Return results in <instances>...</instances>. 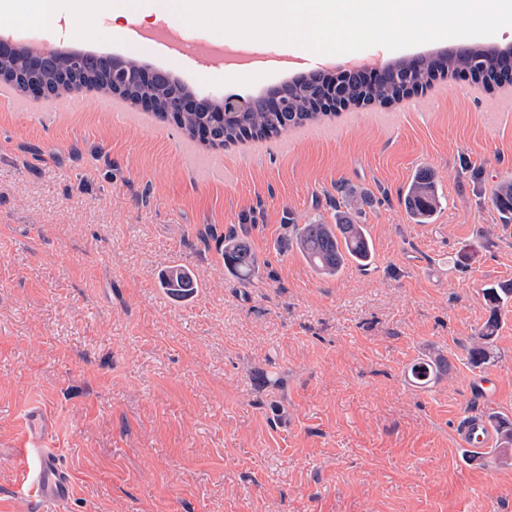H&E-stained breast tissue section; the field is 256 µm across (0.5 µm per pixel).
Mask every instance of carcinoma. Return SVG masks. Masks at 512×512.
I'll list each match as a JSON object with an SVG mask.
<instances>
[{
	"label": "carcinoma",
	"instance_id": "1",
	"mask_svg": "<svg viewBox=\"0 0 512 512\" xmlns=\"http://www.w3.org/2000/svg\"><path fill=\"white\" fill-rule=\"evenodd\" d=\"M122 71L114 73L94 59H85L77 64L65 61L46 70V78L67 87L75 82L80 87L110 94L131 103L144 94L154 97L159 106L157 116L166 118L165 109L169 98L162 84L138 86L125 80V76L141 68L132 58L121 61ZM22 63L18 60L6 64L11 75L0 76V81L22 92ZM457 72L469 74L472 82L486 88L512 86V47L506 49L468 47L457 52H441L435 56H420L416 60L399 59L381 68L374 78L353 72L344 79L347 96L351 104L369 105L398 101L405 92L424 91L435 83ZM312 79H296L288 82L286 111L268 112L257 104L248 112H234L222 124L212 121L210 110L219 102L203 100L195 112H185L175 120L191 138H197L196 130L209 125L207 145L218 148L246 140L266 139L286 133L291 128L321 120L324 113L313 108L315 99L310 89ZM406 209L418 224H424L433 216L440 203L438 186L431 175L421 173L407 188ZM493 200L504 221L512 220V183L499 184L493 190ZM363 199L346 192L342 205L344 210L336 214L334 224H288L286 229L304 260L319 275L334 278L340 275L348 263L354 262L365 270L372 261V242L365 225L358 223ZM224 265L232 273L248 279L258 262L249 245L234 230L224 235ZM159 286L176 299H188L198 288L195 274L187 267L174 265L159 273ZM490 309L489 319L470 338L465 347L470 365L483 369L497 358L495 341L499 329L501 310L512 300V283L488 288L483 292ZM448 373V360L440 355L430 356L413 364L410 375L414 382L426 384ZM501 435L502 448L498 449L501 462L512 461V421L496 420Z\"/></svg>",
	"mask_w": 512,
	"mask_h": 512
}]
</instances>
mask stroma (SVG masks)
Instances as JSON below:
<instances>
[{
    "mask_svg": "<svg viewBox=\"0 0 512 512\" xmlns=\"http://www.w3.org/2000/svg\"><path fill=\"white\" fill-rule=\"evenodd\" d=\"M51 29V49L160 67L194 92L252 97L317 63L264 41L260 71L144 55ZM512 45V26L399 50ZM112 97L0 100V512H33L12 466L26 415L51 417L73 486L63 512H512V465L464 460L467 415L512 420V303L498 360L464 350L489 317L484 288L512 281V224L492 202L512 180V90L455 75L421 94L267 141L214 149ZM433 173L439 207L415 223L403 192ZM367 197L368 269L319 276L289 224H331L341 187ZM259 271L224 267L227 230ZM190 267L195 297L157 283ZM430 354L448 373L425 386ZM491 378L493 396L475 389ZM448 373V360L440 355L429 356L428 359H422L410 368V375L414 382L426 384L431 380L438 378L442 374Z\"/></svg>",
    "mask_w": 512,
    "mask_h": 512,
    "instance_id": "1",
    "label": "stroma"
}]
</instances>
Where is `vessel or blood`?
<instances>
[{"mask_svg": "<svg viewBox=\"0 0 512 512\" xmlns=\"http://www.w3.org/2000/svg\"><path fill=\"white\" fill-rule=\"evenodd\" d=\"M28 420V435L13 459L22 473L20 492L36 503L63 502L70 494V480L59 466L55 449L48 446L51 421L37 410L30 412ZM456 432L462 446L471 450H485L494 442L493 422L482 415L463 419Z\"/></svg>", "mask_w": 512, "mask_h": 512, "instance_id": "b4317fda", "label": "vessel or blood"}]
</instances>
